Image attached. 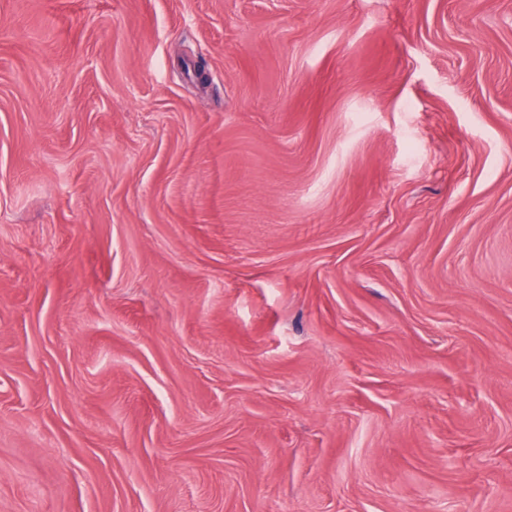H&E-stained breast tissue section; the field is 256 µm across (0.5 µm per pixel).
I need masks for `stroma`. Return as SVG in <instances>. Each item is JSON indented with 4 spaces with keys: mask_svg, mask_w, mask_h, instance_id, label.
<instances>
[{
    "mask_svg": "<svg viewBox=\"0 0 512 512\" xmlns=\"http://www.w3.org/2000/svg\"><path fill=\"white\" fill-rule=\"evenodd\" d=\"M0 512H512V0H0Z\"/></svg>",
    "mask_w": 512,
    "mask_h": 512,
    "instance_id": "obj_1",
    "label": "stroma"
}]
</instances>
